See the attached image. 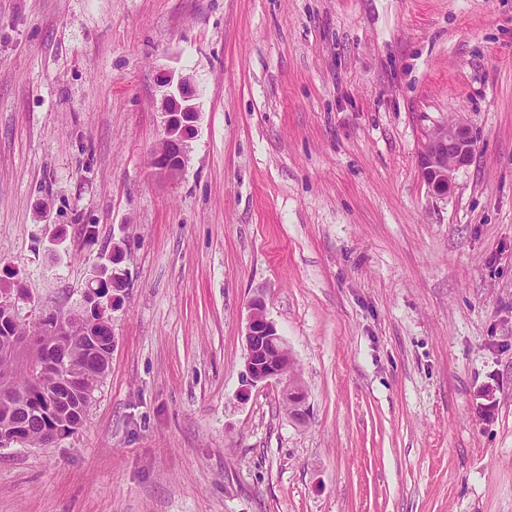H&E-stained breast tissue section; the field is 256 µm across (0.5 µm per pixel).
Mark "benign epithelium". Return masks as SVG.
<instances>
[{
  "instance_id": "1",
  "label": "benign epithelium",
  "mask_w": 512,
  "mask_h": 512,
  "mask_svg": "<svg viewBox=\"0 0 512 512\" xmlns=\"http://www.w3.org/2000/svg\"><path fill=\"white\" fill-rule=\"evenodd\" d=\"M171 86L165 112V136L153 151L151 165L160 172L174 177L184 167L188 142L197 121L198 112L193 103L194 91L186 77L169 78ZM474 151V138L469 126L456 119L445 126L427 132L422 138L419 150V167L422 177L437 193H446L452 184L456 170L466 165ZM39 336H14L10 352L23 363H39L43 367L61 370V390L54 395L55 403L49 411L64 409L73 412L77 420L57 425L53 435L63 436L78 428L83 416L80 412L82 401L91 398V392L82 388L84 367L65 354L53 352L44 347L41 336L78 335L83 337L85 349L100 358L101 370H106L112 355V344L103 343L92 334L91 329L70 316L44 318L40 323ZM246 370L247 382L275 383L281 386L283 399L291 409L302 412L305 401L304 391L298 380L290 374L292 358L274 324L267 319L264 302L257 298L250 306L246 326Z\"/></svg>"
}]
</instances>
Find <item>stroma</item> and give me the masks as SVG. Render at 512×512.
<instances>
[{
	"instance_id": "stroma-1",
	"label": "stroma",
	"mask_w": 512,
	"mask_h": 512,
	"mask_svg": "<svg viewBox=\"0 0 512 512\" xmlns=\"http://www.w3.org/2000/svg\"><path fill=\"white\" fill-rule=\"evenodd\" d=\"M458 118L441 195L420 140ZM116 246L109 369L74 433L0 447V512H512V0H0L19 321L84 311ZM257 298L302 418L245 382ZM167 85L170 91L165 114V136L160 145L153 151L151 165L160 172L174 177L184 167L188 152V142L197 121L198 112L194 103V91L187 77H179L174 85L170 77ZM473 151L469 126L459 119L427 132L419 150L422 177L435 192H448L455 171L470 161Z\"/></svg>"
}]
</instances>
